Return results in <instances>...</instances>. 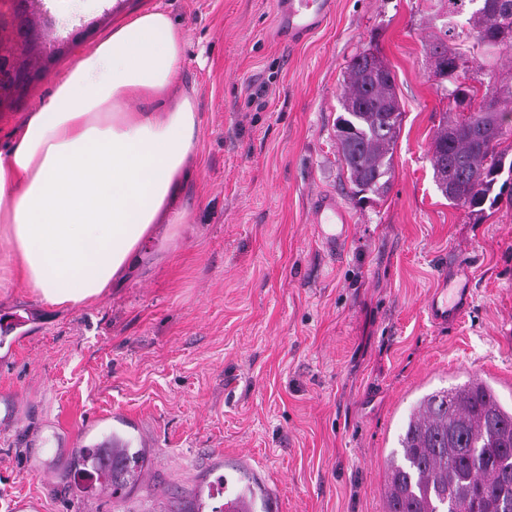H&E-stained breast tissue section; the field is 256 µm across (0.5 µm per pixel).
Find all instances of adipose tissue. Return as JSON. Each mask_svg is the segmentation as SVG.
Listing matches in <instances>:
<instances>
[{
	"label": "adipose tissue",
	"mask_w": 512,
	"mask_h": 512,
	"mask_svg": "<svg viewBox=\"0 0 512 512\" xmlns=\"http://www.w3.org/2000/svg\"><path fill=\"white\" fill-rule=\"evenodd\" d=\"M171 15H126L55 82L0 149L6 262L49 306L78 307L131 270L159 224L184 219L198 115L180 87Z\"/></svg>",
	"instance_id": "ef3b65f1"
}]
</instances>
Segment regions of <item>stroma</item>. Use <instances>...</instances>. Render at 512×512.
<instances>
[{"label": "stroma", "mask_w": 512, "mask_h": 512, "mask_svg": "<svg viewBox=\"0 0 512 512\" xmlns=\"http://www.w3.org/2000/svg\"><path fill=\"white\" fill-rule=\"evenodd\" d=\"M275 0H123L71 24L33 12L45 76L0 101V148L55 78L131 11L166 10L196 96L199 161L126 279L77 308L0 288V512H185L218 458L258 465L280 512H385L383 484L422 395L470 379L512 402V199L483 217L433 178L448 101L424 45L431 0H334L295 44L270 36ZM375 48L402 110L391 189L358 201L336 144L344 68ZM319 193L351 220L330 257L309 222ZM471 280L455 274L457 261ZM470 286L438 330L426 303L443 278ZM145 449L148 475L117 496L67 450L111 435Z\"/></svg>", "instance_id": "1"}]
</instances>
